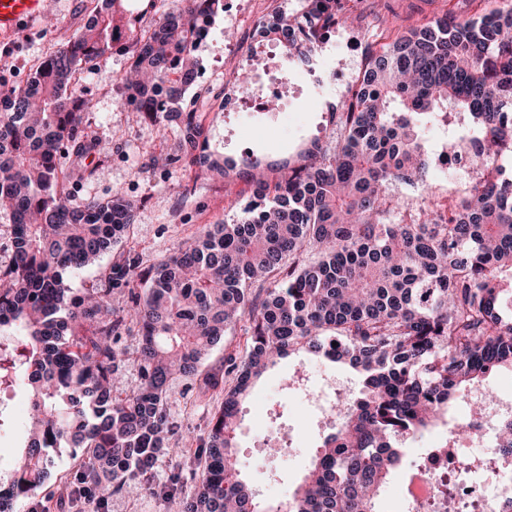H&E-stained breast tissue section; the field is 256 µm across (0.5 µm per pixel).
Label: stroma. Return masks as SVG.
<instances>
[{"instance_id":"stroma-1","label":"stroma","mask_w":512,"mask_h":512,"mask_svg":"<svg viewBox=\"0 0 512 512\" xmlns=\"http://www.w3.org/2000/svg\"><path fill=\"white\" fill-rule=\"evenodd\" d=\"M501 4L502 0H356L355 7L370 24L404 30L450 10L468 17ZM48 5L56 18L55 25L42 22L0 38V81L20 84L42 58L72 39L87 19L91 0H48ZM253 7V0H230L216 16L198 47L199 74L186 97L200 101L199 119L211 162L239 159L238 140L230 134L238 127L248 137L255 156L296 166L312 143L334 145L336 127L330 112L336 103V91L330 87L316 89L308 81L306 70L298 69L291 74L288 98L280 103L284 118L278 128H265L246 109L225 112L224 57L238 42L239 20ZM128 64L127 55L110 51L83 77L82 85L95 104L90 130L99 139L111 140L112 149L109 154H95L84 160L87 173L75 194L83 199L104 200L113 191L122 190L138 199L129 236L117 249L137 251L147 267L170 256L181 240L203 226L236 219L237 207L248 201L251 188L236 178L226 182L206 177L198 167L178 160L175 129L139 119L124 102L120 79ZM463 191V186L442 181L440 174L431 171L426 184H402L395 193L415 207L426 204L442 208L449 197ZM296 373L303 374L306 388L312 390L321 389L330 379L347 390L357 381L353 371H335L317 360L292 358L281 361L255 383L244 405L238 444L241 474L258 495L268 489L279 497H290L323 435L316 426L317 407L307 404L301 392L284 390L286 378ZM171 395L176 419L197 436L207 431L212 413L223 401L219 394L198 396L187 381L173 384ZM254 418L271 425L276 435L290 433L294 448L278 458L260 457L248 438Z\"/></svg>"}]
</instances>
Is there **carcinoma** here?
Returning <instances> with one entry per match:
<instances>
[{
	"label": "carcinoma",
	"mask_w": 512,
	"mask_h": 512,
	"mask_svg": "<svg viewBox=\"0 0 512 512\" xmlns=\"http://www.w3.org/2000/svg\"><path fill=\"white\" fill-rule=\"evenodd\" d=\"M265 34L282 49L283 76L313 59L318 31L347 26L336 0H301ZM224 0H147L159 19L123 31L124 0H101L74 40L39 62L38 81L0 90V211L9 216L8 268L0 272V431L14 429L9 401L26 395L22 443L0 468V512H49L52 455L73 449L81 507L102 512L132 487L167 499L191 483L183 512H379L381 495L424 433L491 373L512 370V4L477 17L453 10L381 34L336 116V144L314 145L304 163L272 180L257 162L208 164L202 127L185 92L195 51ZM122 44L127 103L175 125L182 159L254 190L230 223L204 226L175 255L141 267L119 254L97 286L73 295L66 273L110 250L129 230L134 198L79 199L78 166L105 147L85 132L91 100L73 84ZM471 117L470 164L487 172L438 209L412 210L391 192L423 180L424 138L436 112ZM245 323L244 353L224 375L204 368L232 326ZM136 331L129 349L123 334ZM353 370L357 392L338 390L333 432L283 504L262 506L238 468L241 406L254 383L291 355ZM134 360L138 382L125 366ZM232 377L231 383L223 378ZM224 391L205 438L181 431L169 410L171 382ZM197 443L201 465L183 462ZM512 466V421L493 439ZM174 462L159 485L157 464Z\"/></svg>",
	"instance_id": "obj_1"
}]
</instances>
